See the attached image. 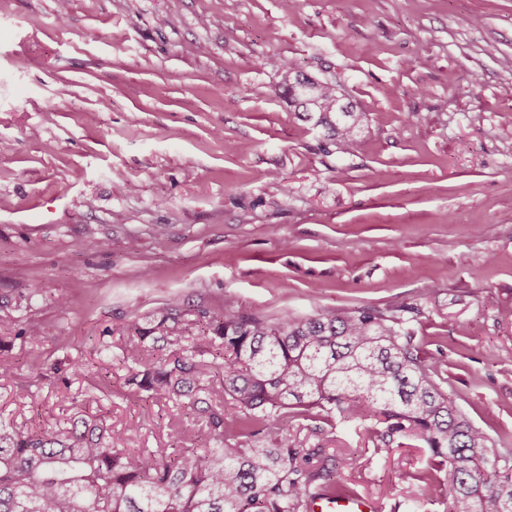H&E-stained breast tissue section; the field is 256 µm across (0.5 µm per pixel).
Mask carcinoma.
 <instances>
[{"label":"carcinoma","mask_w":512,"mask_h":512,"mask_svg":"<svg viewBox=\"0 0 512 512\" xmlns=\"http://www.w3.org/2000/svg\"><path fill=\"white\" fill-rule=\"evenodd\" d=\"M282 89L336 146L351 149L363 113L341 103L332 85L300 75L284 60ZM203 323L219 341L207 351L155 358L158 344L177 345ZM126 384L145 391L192 390L220 369L224 398L239 409L245 448L224 446V409H198L207 428L202 448L136 452L112 441L101 415L28 432L0 421V512H310L336 490L330 458L288 430V416L370 417L377 436L425 442L448 476V512H512V456L434 379L412 344L405 319L375 308L286 315L274 322L228 298L224 311L186 310L180 298L125 328ZM224 362L217 363V359Z\"/></svg>","instance_id":"carcinoma-1"}]
</instances>
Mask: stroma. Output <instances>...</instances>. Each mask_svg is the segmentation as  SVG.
<instances>
[{
    "label": "stroma",
    "mask_w": 512,
    "mask_h": 512,
    "mask_svg": "<svg viewBox=\"0 0 512 512\" xmlns=\"http://www.w3.org/2000/svg\"><path fill=\"white\" fill-rule=\"evenodd\" d=\"M274 58L365 113L353 149L297 115ZM175 296L271 320L410 306L437 382L512 450V0H0V419L199 448V396L233 429L220 376L152 394L100 352ZM368 427L290 431L337 494L448 512L429 448Z\"/></svg>",
    "instance_id": "stroma-1"
}]
</instances>
